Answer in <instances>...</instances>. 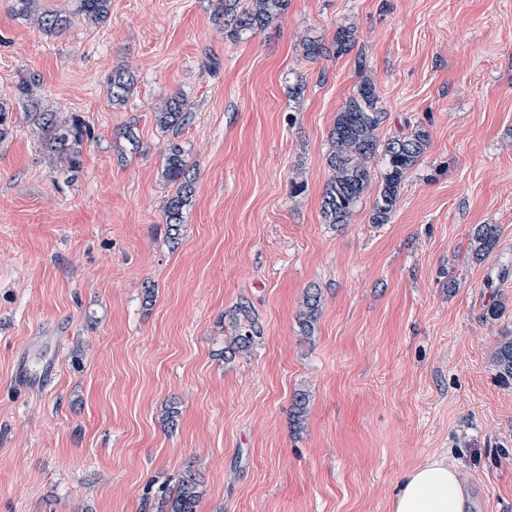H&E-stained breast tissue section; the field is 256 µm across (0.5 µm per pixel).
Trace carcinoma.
Wrapping results in <instances>:
<instances>
[{
    "mask_svg": "<svg viewBox=\"0 0 512 512\" xmlns=\"http://www.w3.org/2000/svg\"><path fill=\"white\" fill-rule=\"evenodd\" d=\"M13 12L27 18L37 14L38 29L47 37H57L72 23V15L81 16L89 24H100L109 14L111 0H76V9L70 14L63 10L44 9L35 12L37 0H12ZM288 9V0H219L216 16L224 23L226 36L236 40L253 36L266 29ZM353 43L352 32L345 26L338 27L331 46L313 37L301 42L303 55L314 58L328 53L340 56L349 51ZM37 78L19 85L20 97L33 133L39 144L54 157L59 171L66 175L77 173L82 164V148L94 139L93 130L73 114L53 112L43 107L35 98L32 87ZM134 87L133 74L117 69L110 79L112 102L126 101ZM184 97L169 99L160 112L157 122L164 129L179 128L188 123L190 112ZM385 112L380 106L374 82L364 76L355 86L354 94L336 114L330 132L332 151L327 163L330 177L326 184L322 214L327 224H347L356 212L362 196L371 181L369 163L380 156L384 166L382 185L372 211V223L387 224L391 220L398 200L403 178L426 152L428 133L420 127L407 136L380 143L377 130L383 123ZM13 107L0 101V140L12 132ZM165 179L173 186V195L165 210V223L182 222V210L193 191L194 177L183 159L182 149L174 145L166 158ZM499 233L493 224L478 225L471 237V249L477 259H482L497 246ZM496 366L501 377L512 378V338L500 344L496 352ZM202 491L191 473L181 478L174 492L161 503L158 512H198Z\"/></svg>",
    "mask_w": 512,
    "mask_h": 512,
    "instance_id": "carcinoma-1",
    "label": "carcinoma"
}]
</instances>
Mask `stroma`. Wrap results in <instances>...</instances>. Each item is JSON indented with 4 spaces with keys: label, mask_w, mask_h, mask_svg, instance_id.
Here are the masks:
<instances>
[{
    "label": "stroma",
    "mask_w": 512,
    "mask_h": 512,
    "mask_svg": "<svg viewBox=\"0 0 512 512\" xmlns=\"http://www.w3.org/2000/svg\"><path fill=\"white\" fill-rule=\"evenodd\" d=\"M215 7L111 0L47 38L0 0V512H144L188 472L199 512H391L434 456L471 512H512V0H290L240 42ZM341 26L349 52L303 56ZM31 74L95 133L75 179L32 134ZM365 75L379 140L420 127L429 147L389 223L375 168L327 224L330 131ZM176 95L192 117L166 131ZM175 144L195 183L173 228ZM479 224L499 230L481 260ZM134 87L133 74L126 69H117L110 79V94L112 102L121 104L126 101Z\"/></svg>",
    "instance_id": "stroma-1"
}]
</instances>
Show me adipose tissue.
I'll return each mask as SVG.
<instances>
[{"mask_svg":"<svg viewBox=\"0 0 512 512\" xmlns=\"http://www.w3.org/2000/svg\"><path fill=\"white\" fill-rule=\"evenodd\" d=\"M467 485L457 469L431 458L407 472L393 501L392 512H469Z\"/></svg>","mask_w":512,"mask_h":512,"instance_id":"1","label":"adipose tissue"}]
</instances>
